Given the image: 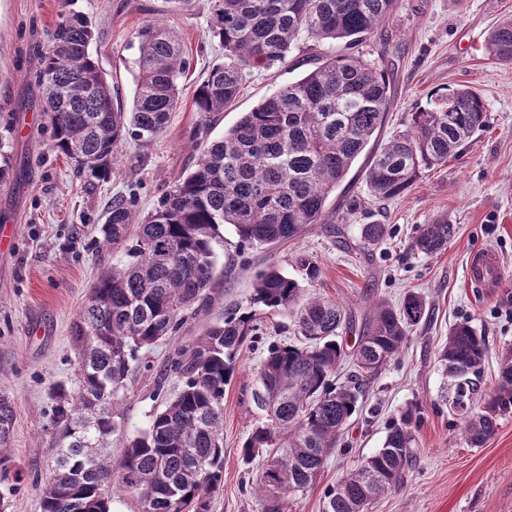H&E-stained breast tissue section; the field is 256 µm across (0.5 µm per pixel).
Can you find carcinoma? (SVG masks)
<instances>
[{"mask_svg": "<svg viewBox=\"0 0 512 512\" xmlns=\"http://www.w3.org/2000/svg\"><path fill=\"white\" fill-rule=\"evenodd\" d=\"M398 0H210L209 34L224 50L200 83L196 111L205 119L231 108L247 75L286 62L299 41L324 49L317 66L277 87L224 135L202 147L191 170L178 179L143 221L133 204L112 199L104 247L131 242V260L105 271L72 325L79 347V384L55 391L51 426L55 464L39 487L40 512H111L112 496L138 503L139 512H211L210 493L224 472V387L244 346L263 335L264 310L295 314L302 346L273 345L257 369L252 393L266 412L241 448L242 460H261L256 489L269 512H282L289 489L302 491L317 478L360 410L370 380L402 352L414 327L428 317L425 299L407 294L394 308L375 304L360 339L349 351L339 341L345 312L336 302L304 298V286L270 265L255 276L244 305L224 311L190 346L167 357L157 376L177 389L165 396L147 430L124 439L119 410L139 353L179 336L188 319L213 301L220 276L216 246L222 229H235L239 253L297 237L310 224L334 234L336 212H353V198L331 197L363 152L368 195L379 204L404 194L423 171L456 156L488 122L482 97L469 87L430 96L410 113L406 128L379 148L366 150L385 122L389 84L384 70L350 52L396 10ZM92 24L68 12L52 31L36 73L44 89L52 146L100 179L129 135L158 137L179 101L187 60L176 32L148 20L134 31L139 55L132 107L114 102L112 87L89 52ZM490 58L512 62V18L486 40ZM457 227L446 219L421 226L413 248L433 256L448 246ZM384 224L362 225L376 245ZM488 349L467 322L454 324L438 359L448 398L464 418V434L481 447L497 418L512 411V350L502 354L498 385L482 407L480 390ZM352 363L346 380L336 373ZM13 401L0 391V485L21 470L2 451L13 431ZM415 410L390 421L373 455L326 494L325 512H368L379 496L400 487L414 456ZM122 453L112 460L114 443ZM118 473L112 482V472Z\"/></svg>", "mask_w": 512, "mask_h": 512, "instance_id": "carcinoma-1", "label": "carcinoma"}]
</instances>
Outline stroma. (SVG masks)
Segmentation results:
<instances>
[{
    "label": "stroma",
    "mask_w": 512,
    "mask_h": 512,
    "mask_svg": "<svg viewBox=\"0 0 512 512\" xmlns=\"http://www.w3.org/2000/svg\"><path fill=\"white\" fill-rule=\"evenodd\" d=\"M196 2L192 11L174 13L165 0H0V134L7 136L10 154L0 179V229L13 233L11 244L0 246V388L15 408L8 453L24 475L7 512H39L32 482L52 463L54 391L78 389L71 326L98 277L127 261L125 246L99 244L113 197L133 199L138 215L147 216L193 166L197 145L223 135L275 88L316 65L315 51L299 45L286 67L253 70L236 104L205 122L195 91L223 51L208 35V0ZM71 9L94 24L91 51L123 105H130L136 85L133 32L142 22L173 28L189 62L165 132L150 141L124 140L100 181L78 173L51 149L35 79L50 32ZM510 17L512 0H400L396 13L359 47L390 84L380 142L404 130L411 112L434 91L465 85L483 97L489 126L458 156L424 170L403 195L382 206L369 200L368 159L360 157L344 186L363 207L345 217L335 236L314 225L292 241L250 251L241 264L229 260L237 236L232 226L224 228L217 249L224 275L215 301L182 329L181 341L202 336L225 308L246 303L256 272L270 264L304 282L307 293L344 307L350 325L340 334L348 345L361 336L378 301L397 306L414 292L430 307L402 353L368 385L364 411L351 419L317 481L291 495L286 512H324L327 490L381 448L389 419L409 407L417 412L414 465L404 484L376 499L371 512H512V413L499 419L482 447H470L460 416L444 399L446 379L438 363L450 326L469 321L488 346L481 382L486 395L497 384L502 351L512 347V63L490 59L485 49L489 32ZM440 218L457 226L447 248L431 257L412 251L418 228ZM366 224L387 225L389 233L378 245H364ZM481 248L495 250L501 261L500 286L489 295L467 280L469 258ZM306 261L318 269L311 282L302 267ZM301 341L293 316L271 313L265 336L242 351L224 388V476L212 493V512H267V499L255 489L259 466L245 464L239 449L262 416L252 392L268 346ZM173 349L163 341L146 352L147 368L129 382L123 401L127 437L147 429L159 409L154 377Z\"/></svg>",
    "instance_id": "stroma-1"
}]
</instances>
